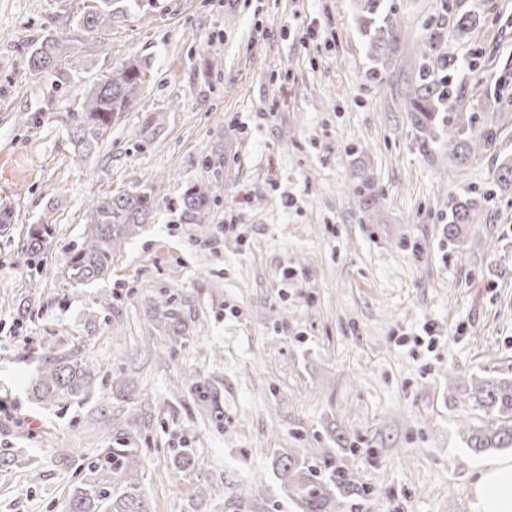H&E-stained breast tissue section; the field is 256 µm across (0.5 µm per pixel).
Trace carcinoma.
Wrapping results in <instances>:
<instances>
[{"instance_id": "1", "label": "carcinoma", "mask_w": 512, "mask_h": 512, "mask_svg": "<svg viewBox=\"0 0 512 512\" xmlns=\"http://www.w3.org/2000/svg\"><path fill=\"white\" fill-rule=\"evenodd\" d=\"M139 7L137 0H88L75 17L77 27L97 31L112 26V20ZM363 32L373 52L375 69L382 74L388 57L398 49L404 36L401 21L382 8V0H361ZM479 24L471 11H463L452 19L456 37L463 39ZM70 53L67 39L49 34L29 52L28 68L32 71L55 70L66 64ZM418 67L404 82L406 112L412 127L427 142L439 145L456 167H465L477 154L493 148L495 131L487 126H474V117L457 110L464 90L453 80L458 60L448 52L443 40V26L430 29L418 49ZM150 61L129 58L112 68V72L86 90L82 97L83 118L73 137L84 154L94 149L102 132L122 113L140 101ZM353 192L360 206L369 211L377 204L373 181L365 173L351 176ZM497 188L479 195L464 197L448 204V224L458 230L462 224H481L488 203L498 193L512 190V162L500 166ZM210 197L196 187L187 189L181 198L184 217L188 220L206 212ZM151 196L128 192L111 194L88 208L83 233L73 245L62 279L72 287L89 285L109 276L112 259L124 240L145 223L151 209ZM51 227L40 224L30 229L21 255L28 270H38L42 256L50 244ZM157 321L173 336L185 329L182 307L175 299L162 295L150 302ZM97 381L93 361L68 353L45 360L31 380L30 395L37 403L50 407L60 403L80 404L87 401ZM187 388L197 404L209 411L216 426L224 424L219 389L196 371L186 376ZM476 403L489 410L492 421L479 433H473L467 445L475 452L512 449V379L488 383L472 382ZM141 449L130 442L118 448H105L102 456L86 466L79 486L69 496V512H153L149 498L140 485L138 466ZM27 461L24 453L0 451V470L20 469ZM178 472L195 468L193 449L183 448L172 458ZM277 477L288 498L297 502L301 512H342L351 506L355 484L350 475L336 464V457L325 455L309 458L296 450L281 449L273 458Z\"/></svg>"}]
</instances>
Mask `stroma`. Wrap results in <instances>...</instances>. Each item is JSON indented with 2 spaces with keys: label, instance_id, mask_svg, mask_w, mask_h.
I'll list each match as a JSON object with an SVG mask.
<instances>
[{
  "label": "stroma",
  "instance_id": "stroma-1",
  "mask_svg": "<svg viewBox=\"0 0 512 512\" xmlns=\"http://www.w3.org/2000/svg\"><path fill=\"white\" fill-rule=\"evenodd\" d=\"M81 2L0 0V449L33 458L0 471V512H69L85 463L128 435L153 512H190L200 483L224 489L202 512H298L272 471L280 448L335 455L367 490L355 512H475L476 472L498 453L466 445L489 419L471 381L512 377V192L453 240L448 201L493 188L497 157L512 158V91L487 92L512 87V0H384L405 38L378 81L358 0H142L96 32L75 27ZM463 9L483 18L464 41ZM434 23L476 125L499 131L454 179L400 93ZM56 33L75 48L64 74L29 71L30 47ZM131 56L151 62L141 102L78 156L83 89ZM356 170L379 195L368 213ZM194 186L212 189L205 236L178 205ZM146 189L149 222L111 276L66 285L87 209ZM35 224L52 235L34 289L17 260ZM163 293L185 311L176 343L149 307ZM426 324L431 350L415 341ZM69 352L99 368L91 399L31 404L36 368ZM193 369L219 387L223 428L183 386ZM183 448L188 473L170 462Z\"/></svg>",
  "mask_w": 512,
  "mask_h": 512
}]
</instances>
